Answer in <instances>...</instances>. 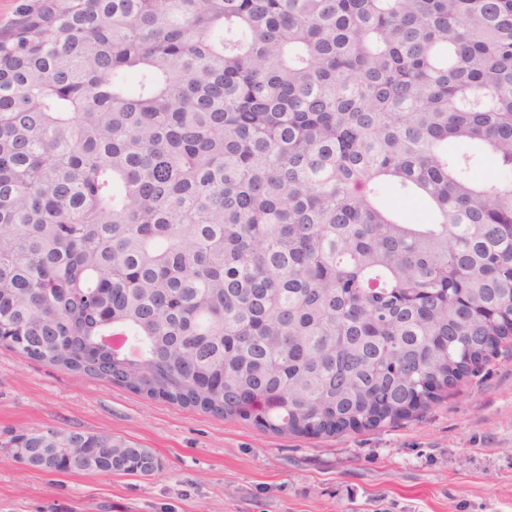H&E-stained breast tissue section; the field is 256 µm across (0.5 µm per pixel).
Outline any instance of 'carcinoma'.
I'll list each match as a JSON object with an SVG mask.
<instances>
[{"label":"carcinoma","mask_w":512,"mask_h":512,"mask_svg":"<svg viewBox=\"0 0 512 512\" xmlns=\"http://www.w3.org/2000/svg\"><path fill=\"white\" fill-rule=\"evenodd\" d=\"M510 173L512 0H40L0 35V336L277 433L393 424L512 336Z\"/></svg>","instance_id":"1"}]
</instances>
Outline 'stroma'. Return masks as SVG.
<instances>
[{
    "label": "stroma",
    "mask_w": 512,
    "mask_h": 512,
    "mask_svg": "<svg viewBox=\"0 0 512 512\" xmlns=\"http://www.w3.org/2000/svg\"><path fill=\"white\" fill-rule=\"evenodd\" d=\"M421 414L312 436L149 399L0 347V442L33 427L152 449L150 476L47 474L0 445V512H512V344Z\"/></svg>",
    "instance_id": "1"
}]
</instances>
